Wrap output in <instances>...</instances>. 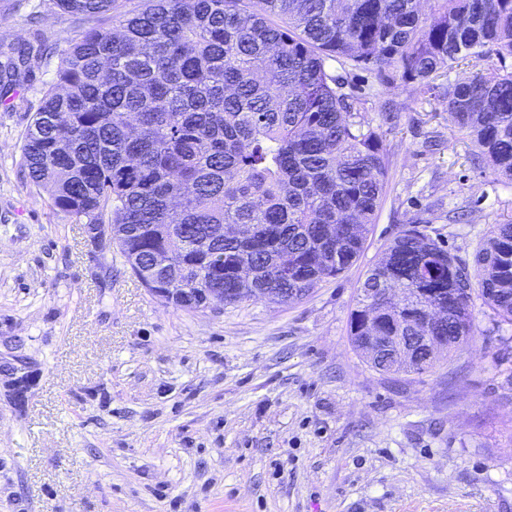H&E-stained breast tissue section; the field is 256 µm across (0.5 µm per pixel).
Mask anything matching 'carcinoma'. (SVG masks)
<instances>
[{"mask_svg":"<svg viewBox=\"0 0 512 512\" xmlns=\"http://www.w3.org/2000/svg\"><path fill=\"white\" fill-rule=\"evenodd\" d=\"M430 2L429 21L420 0H147L131 13L117 0H54L116 25L61 52L22 165L75 223L112 225L147 289L302 300L361 256L387 176L382 141L331 63L387 69L426 93L468 58L495 57L448 85L445 111L474 160L512 180V0ZM30 52H0L3 89ZM374 288L399 289L402 308L368 302ZM475 292L512 323V222L492 225L471 263L410 226L357 288L350 342L380 373L426 374L437 356L401 358L403 324L427 322L450 352L471 334Z\"/></svg>","mask_w":512,"mask_h":512,"instance_id":"1","label":"carcinoma"}]
</instances>
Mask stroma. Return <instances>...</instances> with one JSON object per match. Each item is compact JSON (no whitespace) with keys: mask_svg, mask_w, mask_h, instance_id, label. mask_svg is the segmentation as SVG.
<instances>
[{"mask_svg":"<svg viewBox=\"0 0 512 512\" xmlns=\"http://www.w3.org/2000/svg\"><path fill=\"white\" fill-rule=\"evenodd\" d=\"M91 25L0 0V49H32L0 91V512H512V325L474 298L472 335L422 376L375 371L348 336L401 230L473 258L512 221V182L473 162L438 97L344 69L388 160L359 260L297 303L165 304L21 164Z\"/></svg>","mask_w":512,"mask_h":512,"instance_id":"stroma-1","label":"stroma"}]
</instances>
